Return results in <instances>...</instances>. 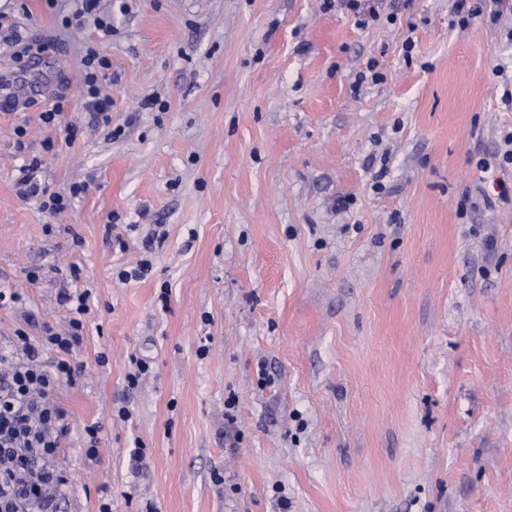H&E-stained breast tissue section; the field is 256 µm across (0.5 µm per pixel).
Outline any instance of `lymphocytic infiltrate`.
Here are the masks:
<instances>
[{
    "label": "lymphocytic infiltrate",
    "mask_w": 512,
    "mask_h": 512,
    "mask_svg": "<svg viewBox=\"0 0 512 512\" xmlns=\"http://www.w3.org/2000/svg\"><path fill=\"white\" fill-rule=\"evenodd\" d=\"M85 107L93 124L111 127L112 96L103 86L109 58L88 47L81 59ZM41 158L22 169L18 194L52 215L71 207L85 193L82 184L69 191L49 190L39 178ZM71 287L57 295L68 312L55 326L27 314L0 342V512H61L69 478L60 464L69 432L70 413L59 400L62 386L79 383L84 366L77 351L84 342L91 293L76 288L79 268H71Z\"/></svg>",
    "instance_id": "lymphocytic-infiltrate-1"
}]
</instances>
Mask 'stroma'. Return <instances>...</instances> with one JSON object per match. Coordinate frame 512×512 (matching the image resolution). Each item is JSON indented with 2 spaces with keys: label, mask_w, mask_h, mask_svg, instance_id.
<instances>
[{
  "label": "stroma",
  "mask_w": 512,
  "mask_h": 512,
  "mask_svg": "<svg viewBox=\"0 0 512 512\" xmlns=\"http://www.w3.org/2000/svg\"><path fill=\"white\" fill-rule=\"evenodd\" d=\"M77 7L0 0V25L50 45L30 106L0 109V284L23 296L0 308V337L26 312L64 322L70 265L93 290L85 376L59 392L64 512H97L103 485L112 512H512V205L457 209L512 190L493 161L512 131V11L463 29L454 0H412L361 28L324 0H100L106 37L61 26ZM90 45L112 62L116 139L83 108ZM372 57L383 81L353 89ZM153 96L166 110L142 108ZM59 101L81 128L70 145L38 120ZM35 156L50 190L89 191L58 215L21 199ZM157 224L168 236L149 253ZM145 255L148 278H113ZM135 352L155 365L131 391ZM231 395L235 448L217 435Z\"/></svg>",
  "instance_id": "1"
}]
</instances>
